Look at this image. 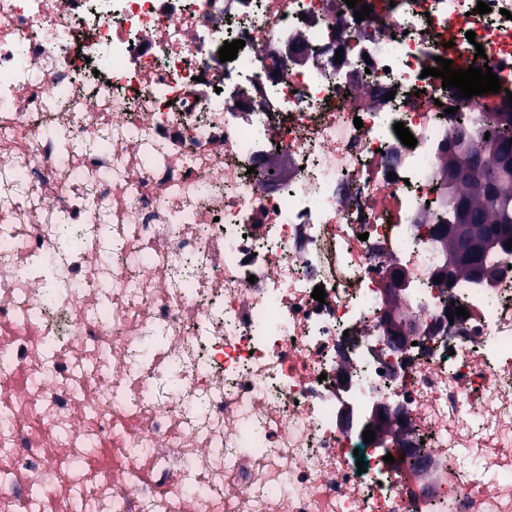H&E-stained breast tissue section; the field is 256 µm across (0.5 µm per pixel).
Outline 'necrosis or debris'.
Returning <instances> with one entry per match:
<instances>
[{"label":"necrosis or debris","mask_w":512,"mask_h":512,"mask_svg":"<svg viewBox=\"0 0 512 512\" xmlns=\"http://www.w3.org/2000/svg\"><path fill=\"white\" fill-rule=\"evenodd\" d=\"M477 2L0 0V512H512V254L435 280L442 148L502 100L422 71L512 91Z\"/></svg>","instance_id":"necrosis-or-debris-1"}]
</instances>
